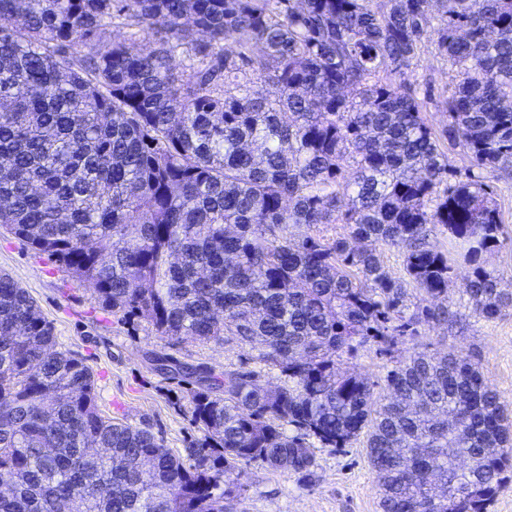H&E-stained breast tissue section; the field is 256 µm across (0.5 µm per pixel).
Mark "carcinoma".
<instances>
[{
  "label": "carcinoma",
  "mask_w": 512,
  "mask_h": 512,
  "mask_svg": "<svg viewBox=\"0 0 512 512\" xmlns=\"http://www.w3.org/2000/svg\"><path fill=\"white\" fill-rule=\"evenodd\" d=\"M430 2L0 0V224L112 313L178 342L258 343L283 378L272 391L259 371L226 370L215 388L196 369L202 436L183 458L101 414L92 369L0 273V512H229L227 474L308 477L314 444L362 435L381 512H488L512 427L479 363L417 353L388 371L379 405L338 368L450 321L426 304L453 270L437 230L466 246L475 313L512 305L482 261L502 245L482 173L512 169V0H452L431 30ZM112 27L154 46L100 48ZM426 42L456 72L439 135L407 90ZM455 149L471 169L451 183ZM409 286L425 300L413 310Z\"/></svg>",
  "instance_id": "cac0c4a2"
}]
</instances>
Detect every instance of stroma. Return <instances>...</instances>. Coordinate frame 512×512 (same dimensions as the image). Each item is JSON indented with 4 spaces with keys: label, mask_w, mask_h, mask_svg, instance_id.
Listing matches in <instances>:
<instances>
[{
    "label": "stroma",
    "mask_w": 512,
    "mask_h": 512,
    "mask_svg": "<svg viewBox=\"0 0 512 512\" xmlns=\"http://www.w3.org/2000/svg\"><path fill=\"white\" fill-rule=\"evenodd\" d=\"M455 80L447 61L433 45H424L415 62L411 92L423 106L435 131L448 124L446 100ZM455 255L447 305L455 318L419 326L417 335L400 340L393 352L379 354L365 344L343 356L339 369L366 378L375 396L388 394L387 370L410 355L456 353L481 365L485 382L502 397L512 414V307L487 322L475 318L464 293L469 267L460 260L461 246L447 235L431 238ZM26 289L52 324L58 349L82 358L96 377L97 405L112 419L151 430L166 448L183 456L199 430L190 420V395L172 373L157 369L154 359L171 357L184 371L199 366L214 375L240 367L254 368L256 348L249 345L180 342L157 335L147 320L129 324L103 308L95 289L0 227V272ZM316 464L305 479L285 470L253 466L238 481L232 512H380V486L367 458L364 440L345 448H314Z\"/></svg>",
    "instance_id": "35a3bbf8"
}]
</instances>
